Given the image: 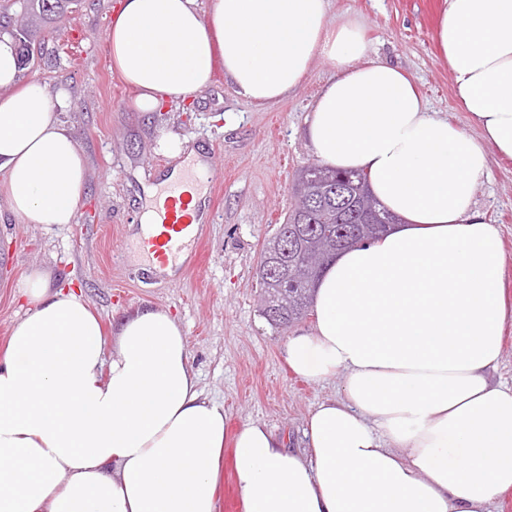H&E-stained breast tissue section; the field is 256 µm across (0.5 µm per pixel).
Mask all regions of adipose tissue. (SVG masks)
I'll return each mask as SVG.
<instances>
[{
  "instance_id": "adipose-tissue-1",
  "label": "adipose tissue",
  "mask_w": 512,
  "mask_h": 512,
  "mask_svg": "<svg viewBox=\"0 0 512 512\" xmlns=\"http://www.w3.org/2000/svg\"><path fill=\"white\" fill-rule=\"evenodd\" d=\"M123 0L111 63L139 112L188 99L215 65L242 97H288L315 58L333 69L306 120L313 155L361 170L399 221L339 253L312 332L284 356L306 381L343 379L284 447L234 437L247 512H491L512 489V386L493 381L512 308L500 231L474 207L490 154L512 159V0H445L437 28L479 133L432 114L411 76L371 54L330 0ZM85 164L51 92L20 83L0 35V191L27 224H71ZM30 307L0 355V512H218L223 405L199 386L181 325L143 308L116 357L84 297L31 272Z\"/></svg>"
}]
</instances>
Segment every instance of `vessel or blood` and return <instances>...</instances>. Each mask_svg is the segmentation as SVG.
<instances>
[{
  "instance_id": "b4317fda",
  "label": "vessel or blood",
  "mask_w": 512,
  "mask_h": 512,
  "mask_svg": "<svg viewBox=\"0 0 512 512\" xmlns=\"http://www.w3.org/2000/svg\"><path fill=\"white\" fill-rule=\"evenodd\" d=\"M212 191L215 181L210 170L189 169L182 181L161 185L155 201L156 220L141 230L139 249L152 260L189 270L196 266L197 244L202 226L196 223L185 203L186 185Z\"/></svg>"
}]
</instances>
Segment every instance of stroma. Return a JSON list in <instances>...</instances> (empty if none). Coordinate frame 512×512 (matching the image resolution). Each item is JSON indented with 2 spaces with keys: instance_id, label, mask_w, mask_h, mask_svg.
Returning a JSON list of instances; mask_svg holds the SVG:
<instances>
[{
  "instance_id": "1",
  "label": "stroma",
  "mask_w": 512,
  "mask_h": 512,
  "mask_svg": "<svg viewBox=\"0 0 512 512\" xmlns=\"http://www.w3.org/2000/svg\"><path fill=\"white\" fill-rule=\"evenodd\" d=\"M118 0H81L47 29L42 59L21 82L62 93L57 112L86 162V192L74 224H26L0 193V352L28 303L19 293L31 271L81 291L100 318L106 356L116 321L143 306L167 311L186 336L205 394L224 407L227 435L248 422L265 425L298 447L310 414L340 395L341 379L309 382L284 360L289 336L310 330L306 316L285 331L259 312L257 270L262 245L293 199L296 171L314 163L304 131L313 101L332 69L315 59L285 100L258 105L223 80H212L187 105L138 112L134 90L114 72L106 39ZM445 0H332L336 22L354 21L382 60L416 81L431 111L470 135L479 130L456 94L436 39ZM209 156L217 180L211 222L199 262L185 274L154 277L134 259L142 197L156 176L177 168L168 135ZM474 201L500 229L506 256L504 296L512 306V159L491 156Z\"/></svg>"
}]
</instances>
